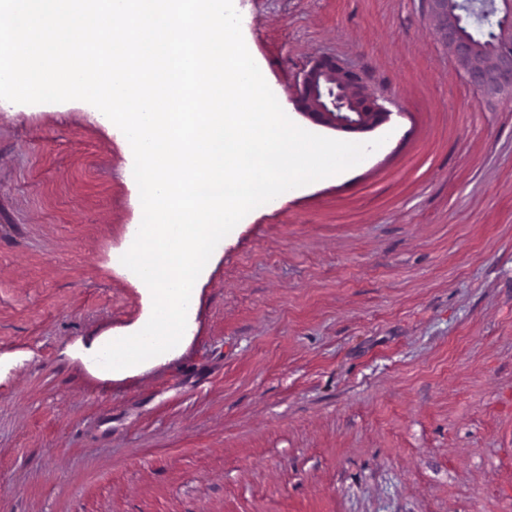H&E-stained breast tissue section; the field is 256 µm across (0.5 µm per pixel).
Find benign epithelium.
Instances as JSON below:
<instances>
[{
    "label": "benign epithelium",
    "mask_w": 512,
    "mask_h": 512,
    "mask_svg": "<svg viewBox=\"0 0 512 512\" xmlns=\"http://www.w3.org/2000/svg\"><path fill=\"white\" fill-rule=\"evenodd\" d=\"M496 1L502 3L505 20L497 44L484 46L462 31L471 10L456 13L448 9V0H426L448 53L467 81L488 96L512 91V54L501 49L502 43L512 41V0H488ZM295 104L315 124L343 132L371 131L389 116L360 74L330 56L314 61L305 71Z\"/></svg>",
    "instance_id": "1"
}]
</instances>
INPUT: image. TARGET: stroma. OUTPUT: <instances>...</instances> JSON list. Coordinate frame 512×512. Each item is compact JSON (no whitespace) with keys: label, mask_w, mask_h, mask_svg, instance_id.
<instances>
[{"label":"stroma","mask_w":512,"mask_h":512,"mask_svg":"<svg viewBox=\"0 0 512 512\" xmlns=\"http://www.w3.org/2000/svg\"><path fill=\"white\" fill-rule=\"evenodd\" d=\"M283 110L362 164L249 212L179 345L92 352L148 320L121 262L134 156L84 101L0 100V512H512V96L482 95L423 0H234ZM338 56L388 120L295 105Z\"/></svg>","instance_id":"1"}]
</instances>
